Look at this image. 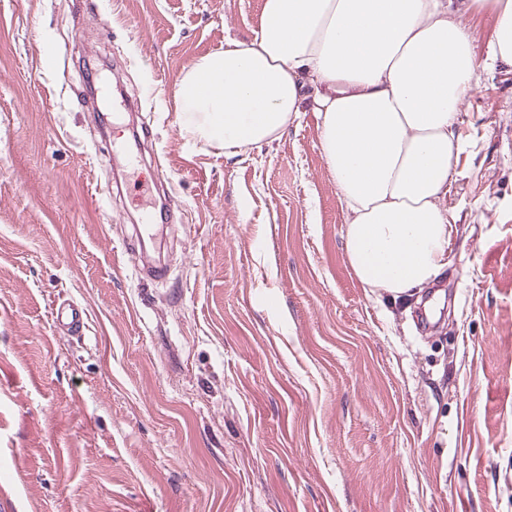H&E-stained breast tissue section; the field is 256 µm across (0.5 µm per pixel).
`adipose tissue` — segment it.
Wrapping results in <instances>:
<instances>
[{"instance_id": "1", "label": "adipose tissue", "mask_w": 512, "mask_h": 512, "mask_svg": "<svg viewBox=\"0 0 512 512\" xmlns=\"http://www.w3.org/2000/svg\"><path fill=\"white\" fill-rule=\"evenodd\" d=\"M484 15L480 55L466 20ZM495 68L512 70V0H263L253 37L200 57L174 96L182 134L228 158L314 112L346 261L396 303L448 266L462 105Z\"/></svg>"}]
</instances>
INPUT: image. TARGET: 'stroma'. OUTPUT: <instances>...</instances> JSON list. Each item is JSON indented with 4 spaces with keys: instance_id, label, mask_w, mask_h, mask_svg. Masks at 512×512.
<instances>
[{
    "instance_id": "stroma-1",
    "label": "stroma",
    "mask_w": 512,
    "mask_h": 512,
    "mask_svg": "<svg viewBox=\"0 0 512 512\" xmlns=\"http://www.w3.org/2000/svg\"><path fill=\"white\" fill-rule=\"evenodd\" d=\"M261 10L0 0V512H512V71L463 105L448 269L393 312L314 113L233 159L181 134L180 74Z\"/></svg>"
}]
</instances>
